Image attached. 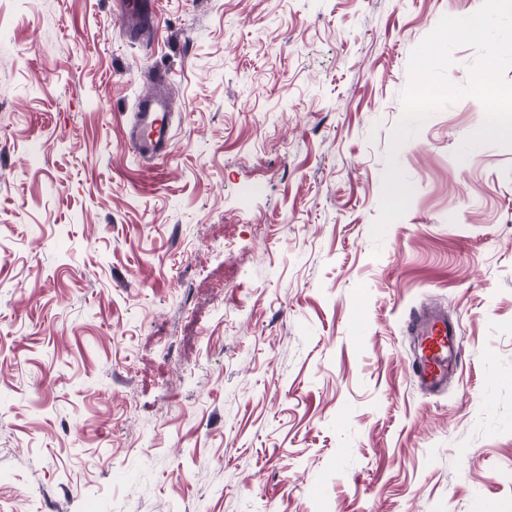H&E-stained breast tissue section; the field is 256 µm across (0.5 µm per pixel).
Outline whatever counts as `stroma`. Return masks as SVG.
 I'll return each instance as SVG.
<instances>
[{"label": "stroma", "mask_w": 512, "mask_h": 512, "mask_svg": "<svg viewBox=\"0 0 512 512\" xmlns=\"http://www.w3.org/2000/svg\"><path fill=\"white\" fill-rule=\"evenodd\" d=\"M482 0H0V512H512V146L398 150L412 50ZM161 86L172 148L135 157ZM458 326L441 392L411 309ZM153 0H120L119 14L122 26L130 39H137L142 26L151 23Z\"/></svg>", "instance_id": "obj_1"}]
</instances>
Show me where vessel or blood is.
I'll return each instance as SVG.
<instances>
[{
    "instance_id": "b4317fda",
    "label": "vessel or blood",
    "mask_w": 512,
    "mask_h": 512,
    "mask_svg": "<svg viewBox=\"0 0 512 512\" xmlns=\"http://www.w3.org/2000/svg\"><path fill=\"white\" fill-rule=\"evenodd\" d=\"M119 14L126 35L137 38L142 26L152 20L153 0H119ZM168 110L169 101L163 96L140 100L130 132V143L138 155L160 157L168 153L171 147L166 122ZM405 329L416 338L420 350L411 363L413 377L429 392H439L459 364L460 345L455 323L444 311L426 308L412 311Z\"/></svg>"
}]
</instances>
